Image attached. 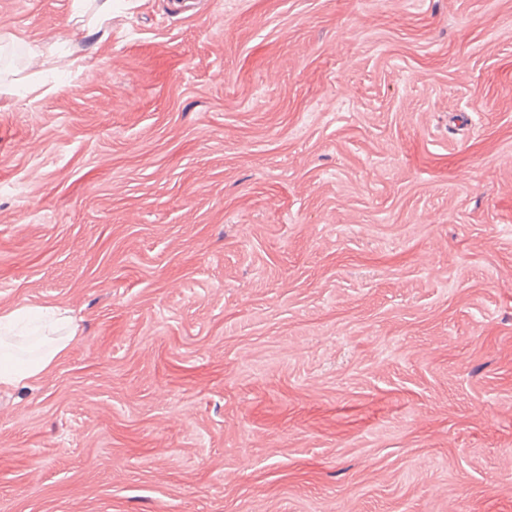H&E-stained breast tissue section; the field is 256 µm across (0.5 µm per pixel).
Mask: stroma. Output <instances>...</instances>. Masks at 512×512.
<instances>
[{"instance_id":"1","label":"stroma","mask_w":512,"mask_h":512,"mask_svg":"<svg viewBox=\"0 0 512 512\" xmlns=\"http://www.w3.org/2000/svg\"><path fill=\"white\" fill-rule=\"evenodd\" d=\"M101 2L0 0V512H512V0ZM75 333V330H73L67 336L51 338V345L48 349L40 357L26 363L16 361L6 346L3 350L4 342L2 336H0V385L15 386L46 373L59 355L68 347Z\"/></svg>"}]
</instances>
